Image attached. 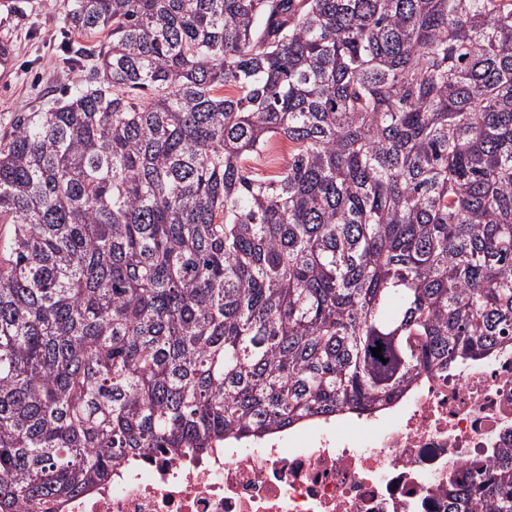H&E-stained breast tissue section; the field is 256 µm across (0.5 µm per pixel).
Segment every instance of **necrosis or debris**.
Returning <instances> with one entry per match:
<instances>
[{
	"mask_svg": "<svg viewBox=\"0 0 512 512\" xmlns=\"http://www.w3.org/2000/svg\"><path fill=\"white\" fill-rule=\"evenodd\" d=\"M512 446V347L421 375L357 428L316 417L172 458L134 454L58 512H448L466 479Z\"/></svg>",
	"mask_w": 512,
	"mask_h": 512,
	"instance_id": "necrosis-or-debris-1",
	"label": "necrosis or debris"
}]
</instances>
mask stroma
I'll list each match as a JSON object with an SVG mask.
<instances>
[{
	"instance_id": "1",
	"label": "stroma",
	"mask_w": 512,
	"mask_h": 512,
	"mask_svg": "<svg viewBox=\"0 0 512 512\" xmlns=\"http://www.w3.org/2000/svg\"><path fill=\"white\" fill-rule=\"evenodd\" d=\"M7 33L17 47L16 70L8 90H0V133L16 113L45 112L67 100L76 84L91 80L105 43L68 30L61 11L47 0H23Z\"/></svg>"
}]
</instances>
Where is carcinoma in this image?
Listing matches in <instances>:
<instances>
[{
  "label": "carcinoma",
  "instance_id": "carcinoma-1",
  "mask_svg": "<svg viewBox=\"0 0 512 512\" xmlns=\"http://www.w3.org/2000/svg\"><path fill=\"white\" fill-rule=\"evenodd\" d=\"M49 3L107 49L0 135V512L512 339V0ZM497 454L448 512H512Z\"/></svg>",
  "mask_w": 512,
  "mask_h": 512
}]
</instances>
